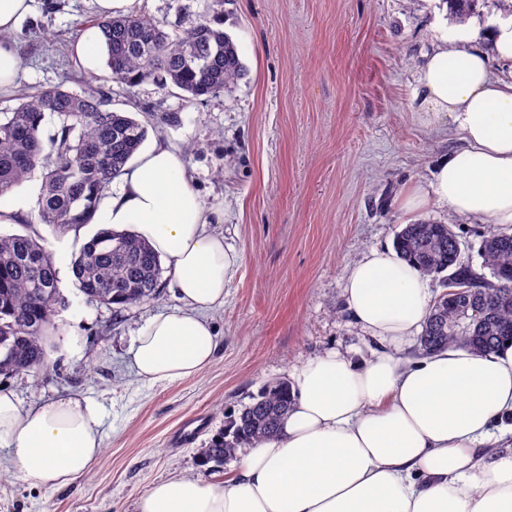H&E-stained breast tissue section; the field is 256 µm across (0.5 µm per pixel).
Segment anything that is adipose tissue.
<instances>
[{
	"mask_svg": "<svg viewBox=\"0 0 512 512\" xmlns=\"http://www.w3.org/2000/svg\"><path fill=\"white\" fill-rule=\"evenodd\" d=\"M33 2L0 0V94L21 65L6 36ZM488 54L463 37L422 66L417 122L450 121L463 145L435 163L427 184L407 190V214L436 204L512 224V79L492 76ZM120 181L95 221L132 225L164 261L180 303L138 328L135 373L150 384L198 374L217 356L207 314L223 305L239 256L208 231V210L177 150L153 144ZM345 299L378 348L365 359L334 352L296 369L294 403L275 436L248 448L222 484L154 485L141 512H512V344L402 360L433 295L425 276L388 248L354 264ZM102 421L89 399L27 407L0 387V447L32 487L52 492L85 474L102 452Z\"/></svg>",
	"mask_w": 512,
	"mask_h": 512,
	"instance_id": "ef3b65f1",
	"label": "adipose tissue"
}]
</instances>
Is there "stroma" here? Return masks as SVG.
<instances>
[{
	"mask_svg": "<svg viewBox=\"0 0 512 512\" xmlns=\"http://www.w3.org/2000/svg\"><path fill=\"white\" fill-rule=\"evenodd\" d=\"M95 16L91 0H35L14 35L22 67L0 111L59 84L81 91L87 77L74 43ZM507 18L496 0L463 23L441 0H224V30L244 65L232 91L202 103L149 81L131 89L102 70L109 108L137 117L151 111L148 143L181 153L222 216L211 232L240 255L223 306L208 314L221 350L196 376L140 381L132 338L151 316L175 312L177 299L165 287L119 315L87 302L69 264L98 225L56 235L38 224L69 305L55 318L46 369L4 384L28 406L72 395L94 400L103 410V449L88 473L53 493L4 473L0 512H141L156 483H212L234 461L204 465L200 452L228 411L312 358L368 357L376 343L346 307L349 271L368 250L392 246L407 223L405 189L427 182L435 161L461 145L451 124L427 129L416 121L419 71L444 40ZM422 217L448 225L462 261L482 270L480 246L492 223L436 205ZM192 421L193 438L177 441Z\"/></svg>",
	"mask_w": 512,
	"mask_h": 512,
	"instance_id": "obj_1",
	"label": "stroma"
}]
</instances>
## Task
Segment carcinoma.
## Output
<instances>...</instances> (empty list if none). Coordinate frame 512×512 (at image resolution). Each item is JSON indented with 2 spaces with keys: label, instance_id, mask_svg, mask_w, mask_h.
Listing matches in <instances>:
<instances>
[{
  "label": "carcinoma",
  "instance_id": "1",
  "mask_svg": "<svg viewBox=\"0 0 512 512\" xmlns=\"http://www.w3.org/2000/svg\"><path fill=\"white\" fill-rule=\"evenodd\" d=\"M463 23L479 12L480 0H442ZM193 22L172 35L144 16L96 18L108 48L112 76L135 87L152 81L204 101L231 89L243 72L236 44L224 32V0H176ZM59 127L44 142L46 116ZM147 124L128 112L106 108L93 86L78 93L61 85L27 96L0 112V198L40 171L36 222L52 232H79L91 223L112 182L147 138ZM394 249L428 275L467 281L459 300L440 294L419 338L424 355L462 347L476 352L512 344V234L482 240L491 279L461 258L460 241L446 224H407ZM74 284L90 303L122 312L159 295L161 264L154 250L129 230L103 229L72 257ZM68 305L55 257L35 232L0 233V376L40 373L46 364L49 329ZM292 404L290 385L279 380L226 416L224 430L202 449L200 461L221 463L237 449L277 432Z\"/></svg>",
  "mask_w": 512,
  "mask_h": 512
}]
</instances>
